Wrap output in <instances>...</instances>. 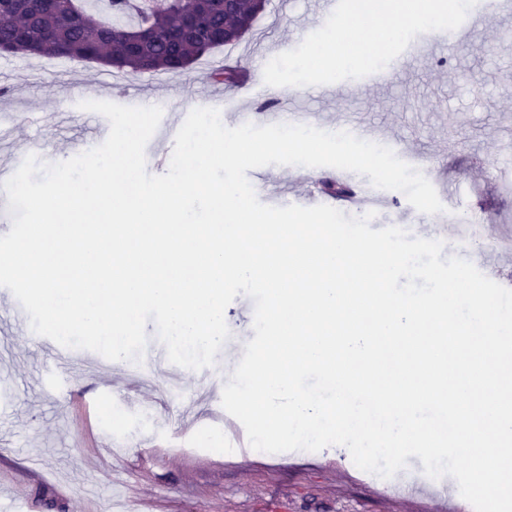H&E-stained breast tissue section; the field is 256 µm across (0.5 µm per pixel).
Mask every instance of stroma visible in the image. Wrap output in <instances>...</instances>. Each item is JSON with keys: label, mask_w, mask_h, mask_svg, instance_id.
Listing matches in <instances>:
<instances>
[{"label": "stroma", "mask_w": 512, "mask_h": 512, "mask_svg": "<svg viewBox=\"0 0 512 512\" xmlns=\"http://www.w3.org/2000/svg\"><path fill=\"white\" fill-rule=\"evenodd\" d=\"M315 10L314 0H270L255 35L234 47L241 66L296 48ZM476 11L482 22L465 40L409 58L382 87L322 98L309 86L304 106L327 124L351 112L382 126L403 151L424 156L440 179L456 182L458 212L481 198L490 223L477 243L453 234L451 213L430 222L399 191L377 208L371 227L442 241L443 257H462L482 272L494 268L496 283L512 289V253L499 245L512 235V193L499 196L495 187L501 175L512 176V56L499 49L512 21L491 0H479ZM224 57L219 49L180 74L125 76L112 101L129 105L130 95L148 86L163 112L190 113L202 66ZM110 73L96 63L0 52V87L9 90L0 96V179L29 154L53 164L102 144L91 127L104 116L80 104L88 85ZM259 172L294 197L309 179L330 174L292 165ZM16 302L0 287V491L27 500L29 512H474L468 503L398 497L391 480L326 448L297 461L241 460L238 439L246 430L221 399L225 364H238L254 336L248 296L227 307L233 341L207 373L167 360L146 369L86 350L55 387L45 380L53 362L42 336L13 320ZM87 385L96 393L85 414L66 391Z\"/></svg>", "instance_id": "1"}]
</instances>
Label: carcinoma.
<instances>
[{
	"label": "carcinoma",
	"instance_id": "cac0c4a2",
	"mask_svg": "<svg viewBox=\"0 0 512 512\" xmlns=\"http://www.w3.org/2000/svg\"><path fill=\"white\" fill-rule=\"evenodd\" d=\"M86 0H0V49L95 62L119 73L178 74L256 30L268 0H108L112 21Z\"/></svg>",
	"mask_w": 512,
	"mask_h": 512
}]
</instances>
